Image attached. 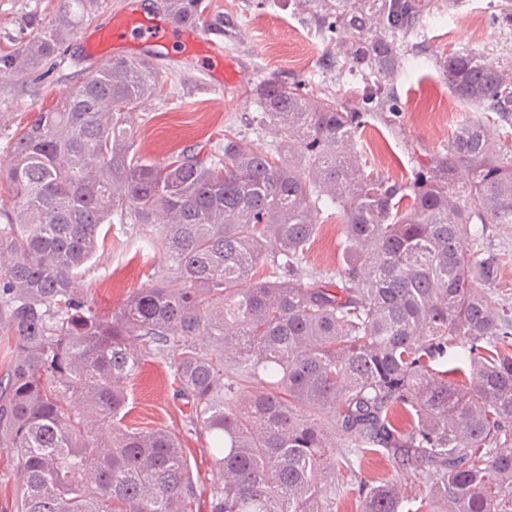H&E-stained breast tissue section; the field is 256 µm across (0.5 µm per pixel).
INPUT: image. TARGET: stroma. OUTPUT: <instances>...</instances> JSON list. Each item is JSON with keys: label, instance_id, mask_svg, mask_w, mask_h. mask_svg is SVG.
Segmentation results:
<instances>
[{"label": "stroma", "instance_id": "obj_1", "mask_svg": "<svg viewBox=\"0 0 512 512\" xmlns=\"http://www.w3.org/2000/svg\"><path fill=\"white\" fill-rule=\"evenodd\" d=\"M209 28L202 34L216 52L233 60L241 74L238 96L207 90L208 57L181 54L179 48L150 51L154 65L168 76L156 96L139 109L136 147L145 159L163 163L196 145L212 144L231 130L254 147L266 150L276 142L270 129H258L259 112L251 96L255 84L276 79L301 80L309 90L327 83L341 101L358 102L360 79L336 70V43L323 38L314 23L297 11L292 0H203ZM496 0H461L452 11L429 20L425 41L409 56L393 85L395 113L371 112L361 136L367 171L399 182L411 178L418 163L446 153L455 128L465 122L495 121L496 115L455 98L434 64L437 56L468 51L496 66H512V37L492 25ZM59 0H0V56L11 53L27 37L20 20L35 13L56 15ZM83 36L75 34L51 65L35 73L0 70V164L8 160L16 134L32 112L67 95L90 64L84 57ZM320 228L305 253L304 271L319 278L335 277L341 264L342 220L335 210L319 213ZM487 247L505 257L494 297L512 304V224L489 225ZM164 264L138 225L114 223L97 256L88 264L78 288L104 316L118 312L130 295L156 284ZM175 352L145 358L128 385V413L123 423L137 432L163 428L178 437L197 484L199 502L211 494V439L196 434L189 423L190 406L176 394ZM347 450L337 443L331 453L337 484L358 479L390 478L391 466L378 454H366L345 465Z\"/></svg>", "mask_w": 512, "mask_h": 512}]
</instances>
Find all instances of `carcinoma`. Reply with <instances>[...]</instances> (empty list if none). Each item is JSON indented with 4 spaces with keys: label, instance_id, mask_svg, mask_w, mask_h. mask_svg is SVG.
Listing matches in <instances>:
<instances>
[{
    "label": "carcinoma",
    "instance_id": "carcinoma-1",
    "mask_svg": "<svg viewBox=\"0 0 512 512\" xmlns=\"http://www.w3.org/2000/svg\"><path fill=\"white\" fill-rule=\"evenodd\" d=\"M103 0H61L4 68H44ZM205 24L202 0H163ZM363 83L360 106L298 83L259 82V150L236 133L157 164L135 145L137 110L163 74L112 60L31 116L0 165V309L14 340L0 377V447L16 460L17 512H191L196 487L163 430L122 425L144 354L177 352L190 424L213 442L207 512H399L400 476L429 512H512V306L503 258L481 242L512 224V143L476 122L408 182L365 172L366 113L396 110L392 82L418 37L420 0H299ZM490 22L512 34V0ZM459 100L512 122V70L470 52L437 58ZM464 169L467 179L457 178ZM344 221L338 282L301 264L321 207ZM141 225L160 283L102 317L76 282L113 217ZM180 287L171 288L166 279ZM468 370H436L448 341ZM385 456L397 477L336 486L327 452Z\"/></svg>",
    "mask_w": 512,
    "mask_h": 512
}]
</instances>
